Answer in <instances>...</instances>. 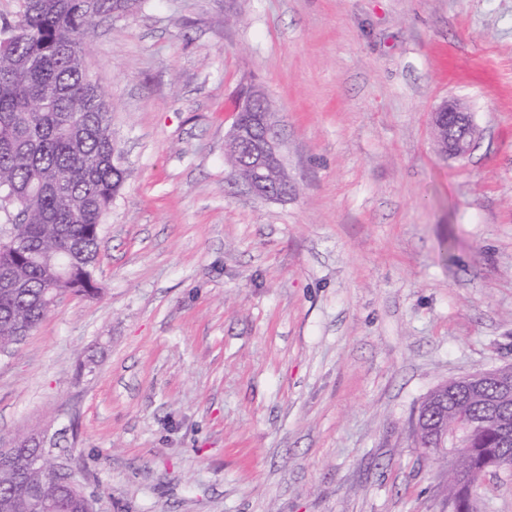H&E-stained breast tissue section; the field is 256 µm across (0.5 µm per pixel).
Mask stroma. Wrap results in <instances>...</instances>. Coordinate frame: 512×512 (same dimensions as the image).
Segmentation results:
<instances>
[{
    "label": "stroma",
    "mask_w": 512,
    "mask_h": 512,
    "mask_svg": "<svg viewBox=\"0 0 512 512\" xmlns=\"http://www.w3.org/2000/svg\"><path fill=\"white\" fill-rule=\"evenodd\" d=\"M86 67L126 181L98 296L0 356V441L41 431L98 512H451L414 422L512 364V0H144ZM249 85L284 200L224 153ZM474 497L512 512V472ZM432 125L444 153L458 160L466 159L470 155L475 147L477 135V126L471 113L448 103L432 113ZM448 126L456 127L460 134L448 139L455 134V131L448 130Z\"/></svg>",
    "instance_id": "obj_1"
}]
</instances>
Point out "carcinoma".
<instances>
[{
	"label": "carcinoma",
	"mask_w": 512,
	"mask_h": 512,
	"mask_svg": "<svg viewBox=\"0 0 512 512\" xmlns=\"http://www.w3.org/2000/svg\"><path fill=\"white\" fill-rule=\"evenodd\" d=\"M142 0H21L17 15L0 18V199L24 200L7 211L29 253L14 255L0 239V264L9 266L11 288L0 275V347L14 345L44 318L46 289L93 296L101 225L118 197L122 169L113 163L118 141L112 131L106 86L87 83L85 46L112 14L141 7ZM70 257L68 280L54 277L56 254ZM448 408V433L462 443L457 467L448 470V504L473 512L472 489L491 469L512 462L502 445L486 398ZM466 470L468 480L457 478ZM56 502V512H80L81 502L43 447L0 454V512H27L24 492Z\"/></svg>",
	"instance_id": "1"
}]
</instances>
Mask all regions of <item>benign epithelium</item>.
I'll return each mask as SVG.
<instances>
[{"instance_id": "1", "label": "benign epithelium", "mask_w": 512, "mask_h": 512, "mask_svg": "<svg viewBox=\"0 0 512 512\" xmlns=\"http://www.w3.org/2000/svg\"><path fill=\"white\" fill-rule=\"evenodd\" d=\"M237 111L247 113V117L237 116L233 130L229 134L228 151L239 153L247 150L245 165L240 175L250 191L257 197L279 199L294 191V186L285 171L280 152L278 131L271 120V111L264 91L256 86L247 88L239 96ZM432 125L436 139L444 153L452 158L463 160L475 147L477 126L470 113L450 103L432 113ZM454 126L460 134L448 138V127ZM496 384V404L505 408L512 403V374L497 369L473 375L458 381V386L439 387L435 406L419 410L416 430L426 438L430 446L441 452L448 447V429L439 419L436 408L448 406V398L460 392L478 395L488 382Z\"/></svg>"}]
</instances>
